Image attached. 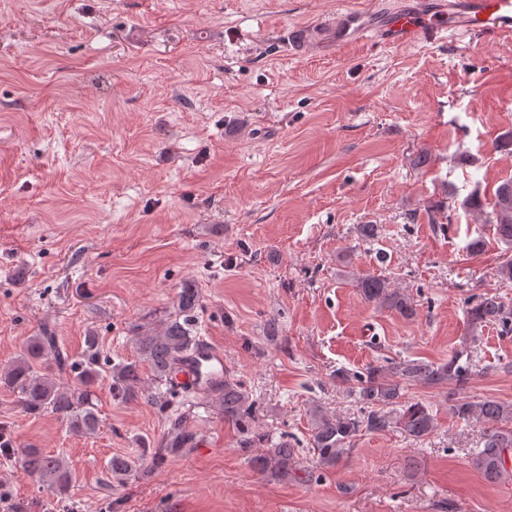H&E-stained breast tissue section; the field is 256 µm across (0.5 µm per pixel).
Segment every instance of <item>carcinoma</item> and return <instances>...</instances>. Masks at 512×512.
<instances>
[{"label": "carcinoma", "instance_id": "cac0c4a2", "mask_svg": "<svg viewBox=\"0 0 512 512\" xmlns=\"http://www.w3.org/2000/svg\"><path fill=\"white\" fill-rule=\"evenodd\" d=\"M463 205L475 210L487 209L485 223L492 226L494 238L512 248V179L503 180L489 197L483 198L480 191H473ZM355 288L365 301L392 310L403 318L410 319L416 314L413 300L380 275L359 277ZM198 302L196 289L183 288L178 294L177 312L167 319L160 334L137 340V359L108 368L100 363L98 337L94 335L85 337V354L79 365L58 348L55 336L47 332L34 336L10 364L0 369V387L17 394L25 412L32 415L53 412L66 418L72 431L91 435L99 425L92 388L103 373L111 375L123 399L150 398L140 388L141 365H146L157 379L173 378L184 357L200 345L195 325ZM467 318L474 329L495 323L512 332V302L496 294L478 295L468 301ZM66 369L76 372L77 387L70 392L60 389L52 376L53 371ZM473 373V359L464 348L454 351L446 362L388 361L369 365L361 372L336 373L340 383L348 386L359 409L353 417L318 407L312 411L311 445L320 464L335 467L344 462L354 439L364 433L399 429L414 440L432 434L437 428V415L431 406L405 399L409 387L422 385L448 389L451 416L481 426L482 447L472 449V467L490 483L512 481V404L464 395ZM201 397L215 403L224 412V420L236 427L242 436L241 448L247 450L257 444H267L263 453L250 457L255 471L288 473L293 449L286 441L269 443L267 435L255 429L251 423L253 402L241 382L226 374L224 379L204 390ZM194 442L195 434L176 417L171 420L162 447L154 450V457L162 460ZM136 468L134 459L116 455L107 465V474L121 481ZM22 469L56 492L65 491L72 481L71 469L63 456L47 454L38 448L24 450Z\"/></svg>", "mask_w": 512, "mask_h": 512}]
</instances>
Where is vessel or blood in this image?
Returning a JSON list of instances; mask_svg holds the SVG:
<instances>
[{"label":"vessel or blood","mask_w":512,"mask_h":512,"mask_svg":"<svg viewBox=\"0 0 512 512\" xmlns=\"http://www.w3.org/2000/svg\"><path fill=\"white\" fill-rule=\"evenodd\" d=\"M362 18L359 9L345 10L338 20L339 32H358L381 47L433 45L454 36L494 41L512 34V0H415L381 15L377 25H363ZM223 375V350L205 342L184 363L174 383L200 390Z\"/></svg>","instance_id":"1"}]
</instances>
